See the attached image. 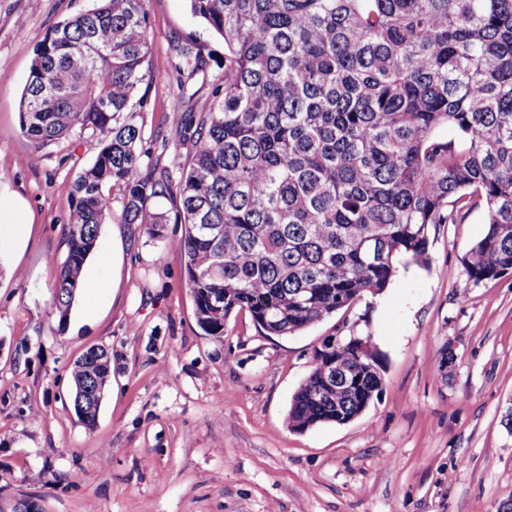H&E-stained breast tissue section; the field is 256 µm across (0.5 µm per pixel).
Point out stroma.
Listing matches in <instances>:
<instances>
[{
    "instance_id": "1",
    "label": "stroma",
    "mask_w": 512,
    "mask_h": 512,
    "mask_svg": "<svg viewBox=\"0 0 512 512\" xmlns=\"http://www.w3.org/2000/svg\"><path fill=\"white\" fill-rule=\"evenodd\" d=\"M94 0H0V512H497L512 498V274L473 284L464 258L485 232L475 210L434 224L428 262L300 332L268 336L244 311L206 335L177 248L120 221L123 195L85 265L66 323L53 295L67 254L73 180L100 142L80 129L35 149L19 104L38 42ZM142 148L178 173L186 96L210 93L224 41L185 0H147ZM205 42L208 77L170 69L175 37ZM331 336L368 340L382 390L344 425L299 433L291 399ZM112 355L94 428L71 401L70 365ZM450 367H442L445 351Z\"/></svg>"
}]
</instances>
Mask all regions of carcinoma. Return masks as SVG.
<instances>
[{
  "mask_svg": "<svg viewBox=\"0 0 512 512\" xmlns=\"http://www.w3.org/2000/svg\"><path fill=\"white\" fill-rule=\"evenodd\" d=\"M224 40L221 83L177 128L189 161L177 181L138 151L137 96L149 54L146 0H97L36 48L21 129L40 148L79 127L102 143L72 185L59 323L83 286L106 190L121 220L178 247L200 327L224 335L246 310L268 336L292 335L384 290L428 228L483 211L465 257L474 283L512 273V0H187ZM206 45L175 38L169 67L205 75ZM448 129L453 136L444 138ZM174 200V218L153 209ZM350 338L312 366L288 411L305 432L352 420L382 386L377 354ZM97 349L74 362V395L109 385Z\"/></svg>",
  "mask_w": 512,
  "mask_h": 512,
  "instance_id": "carcinoma-1",
  "label": "carcinoma"
}]
</instances>
